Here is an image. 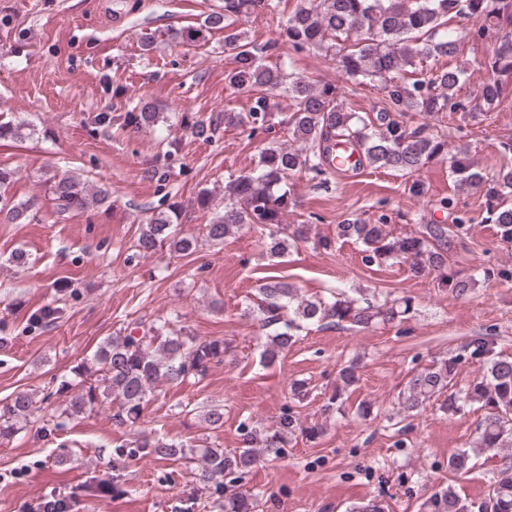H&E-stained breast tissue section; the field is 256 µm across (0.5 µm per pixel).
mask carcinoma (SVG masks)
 <instances>
[{
	"label": "carcinoma",
	"instance_id": "carcinoma-1",
	"mask_svg": "<svg viewBox=\"0 0 512 512\" xmlns=\"http://www.w3.org/2000/svg\"><path fill=\"white\" fill-rule=\"evenodd\" d=\"M267 12L276 23L282 42L300 51L312 49L337 62L353 85L379 87L381 107L362 117L343 105L344 91L335 84L319 83L285 71L268 62L278 55L279 42L257 44L235 28L259 12ZM453 18L472 22L470 27H451ZM512 25V0H307L288 18L276 13L273 0H223L219 10L209 13L204 23L176 34L181 40H207L213 30H223L224 48L231 52L233 68L225 81L233 92L251 94L244 114L224 110V123L251 131L275 127L288 137L286 143L263 148L255 171L227 182L224 204L213 203L210 192L196 197L202 210L214 211L204 225V237L211 245L245 224L264 240L270 255L282 257L300 242L308 241L304 225L283 223L292 204L288 181L304 173L326 174L337 171L333 164L345 155L343 147L357 153L358 164L368 163L405 175L425 162L448 154V136L433 132L427 123H411L417 113L439 115L464 110L458 92L465 83L464 68L427 67L436 57L459 53L464 41H478L500 23ZM486 66L493 72H512V39L499 41ZM284 94L291 101V113L279 117L273 112L272 98ZM500 95L495 80L481 84L479 97L492 105ZM161 112L151 102L140 100L123 107L124 127L155 125ZM183 122L198 138L208 139L216 130L214 120L187 116ZM29 135L23 121H0V141L21 140ZM451 173L459 192L486 187L487 221L495 224L500 236L512 241V168L502 167L495 179H488L476 168L469 155L451 156ZM15 172L0 168V223L19 224L30 218L33 204L16 201L2 191L10 185ZM46 192L57 212L81 211L109 198V191L91 193L74 174H55L46 182ZM178 220L177 210L150 220L135 244V250L147 254L166 246L172 253L187 255L196 248L194 237L170 236V224ZM466 219L453 224H425L416 234L394 236L385 224H340L338 236L362 245V262L380 265L388 261L409 263L414 277L436 273L448 290L463 296L472 289V281L448 274V255L465 244ZM414 311L413 298L402 297L373 304L368 299L350 296L338 290L330 296L304 298L287 283L268 278L251 301L248 313L255 316L262 329L275 327L266 335L259 363L275 364L296 342V332L305 325L366 329L375 323H402ZM226 348L220 340H200L170 330L167 323L133 322L125 334L102 343L91 362L73 368L74 379L62 381L57 393L67 395L60 413L47 407L49 398L20 391L0 406V435L11 434L31 417H42L61 430L65 420L82 414L111 398L119 403L113 419L135 425L145 406L165 390L191 378L205 376L213 364L224 362ZM462 363L484 368L460 397L453 391L457 368ZM341 384L336 386L325 405L326 410L341 400L346 388L358 382L355 362L339 370ZM440 401L447 412L461 410V401L477 403L485 410L476 427V440L470 448L448 455V473L463 475L475 467L473 459L491 452L502 455L506 464L490 482L487 493L477 502L464 501L453 485L441 488L422 503L424 512H512V357L497 351L491 334L471 336L458 352L440 363L413 373L403 394L399 412L415 417L429 402ZM240 448L232 454L222 448L199 449L200 465L196 480L200 489H224L228 477L243 476L262 460V451L276 453L288 438L300 433L315 439L324 432L318 423L305 425L291 408L284 409L277 421L263 431L245 422L239 424ZM118 451L131 457L178 461L188 458L184 444L163 436L135 434ZM90 497H106L120 491L115 483L94 481L83 486ZM261 496L238 491L224 496L222 512H257ZM69 496L45 497L43 512H71Z\"/></svg>",
	"mask_w": 512,
	"mask_h": 512
}]
</instances>
